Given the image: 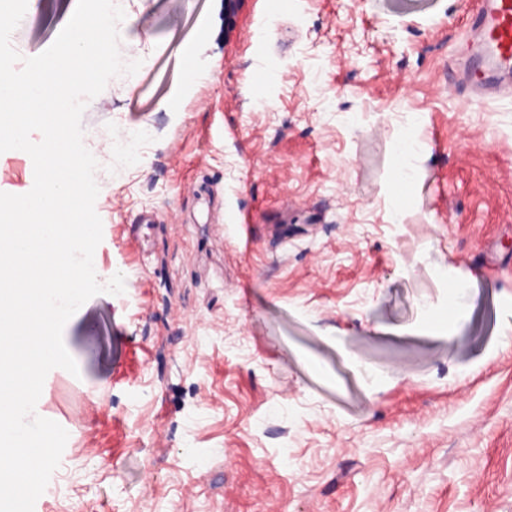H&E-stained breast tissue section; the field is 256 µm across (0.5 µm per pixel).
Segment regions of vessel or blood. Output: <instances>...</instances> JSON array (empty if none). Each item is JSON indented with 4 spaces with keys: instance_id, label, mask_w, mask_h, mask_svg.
Returning a JSON list of instances; mask_svg holds the SVG:
<instances>
[{
    "instance_id": "vessel-or-blood-1",
    "label": "vessel or blood",
    "mask_w": 512,
    "mask_h": 512,
    "mask_svg": "<svg viewBox=\"0 0 512 512\" xmlns=\"http://www.w3.org/2000/svg\"><path fill=\"white\" fill-rule=\"evenodd\" d=\"M469 25L480 46L462 66L469 87L491 92L512 84V0H477Z\"/></svg>"
}]
</instances>
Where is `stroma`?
Segmentation results:
<instances>
[{
  "label": "stroma",
  "mask_w": 512,
  "mask_h": 512,
  "mask_svg": "<svg viewBox=\"0 0 512 512\" xmlns=\"http://www.w3.org/2000/svg\"><path fill=\"white\" fill-rule=\"evenodd\" d=\"M116 2L142 66L82 127L95 272L125 290L64 327L34 512H512V96L450 89L475 0ZM67 3L13 47L46 50ZM33 181L0 156V192ZM469 288L466 284L457 280H449L448 294L454 296V306L450 309L448 314V324H453L458 321H463L466 316L467 302Z\"/></svg>",
  "instance_id": "1"
}]
</instances>
